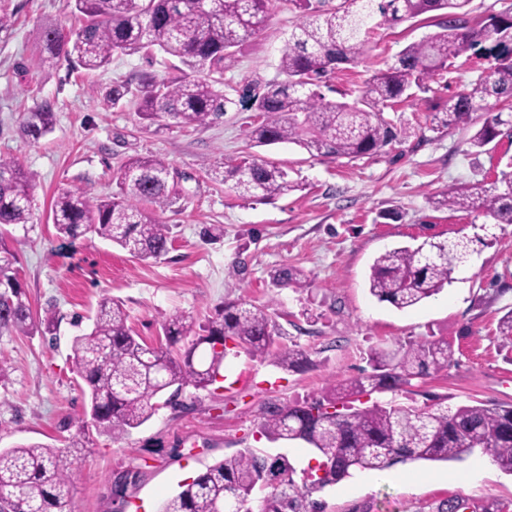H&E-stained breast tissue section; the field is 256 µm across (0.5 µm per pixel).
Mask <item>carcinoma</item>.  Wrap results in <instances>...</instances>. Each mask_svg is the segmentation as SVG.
I'll list each match as a JSON object with an SVG mask.
<instances>
[{"instance_id":"obj_1","label":"carcinoma","mask_w":512,"mask_h":512,"mask_svg":"<svg viewBox=\"0 0 512 512\" xmlns=\"http://www.w3.org/2000/svg\"><path fill=\"white\" fill-rule=\"evenodd\" d=\"M304 17L285 40L279 69L284 81L247 84L239 91L247 109L267 119L249 128L258 146L293 143L312 156L357 158L377 154L398 138L384 109L400 102L415 86L447 69L448 62L475 45L512 41V14H491L472 24L463 9L469 0H341L323 8V0H287ZM276 0H65L83 16L68 32L47 25L41 34L39 60L64 57L89 71L108 66L114 53L139 54L148 60L163 52L194 68L158 78L144 75L135 85L113 84L112 104L125 98L137 103L140 118L151 123L170 119L182 126H205L235 103L220 85L235 48L263 35ZM438 12L440 31L407 45L396 62L375 72L351 102L330 101L321 83L341 66L357 62L370 35L384 24H397ZM512 99V55L492 57L488 75L448 99L442 125L465 123L474 112H487L471 142L483 148L512 138V114L492 113L488 101ZM54 108L47 100L26 113L24 136L37 140L53 127ZM170 164L156 156L130 160L118 176L119 191L105 199L62 189L52 203L59 234L76 239L90 235L110 241L141 260H157L172 244L169 225L156 213L172 204ZM213 179L227 183L243 198L273 200L292 188L287 172L259 159L210 168ZM435 207L469 211L512 224V173L490 186L450 188L434 199ZM33 176L14 158L0 157V336L52 333L50 313L33 318L19 280L18 258L8 244L12 231L34 223ZM470 257L468 243L426 240L376 257L368 274L370 294L403 310L438 294ZM274 285L304 287L299 274L283 267L271 273ZM122 304L98 302L89 331L73 339L72 360L88 393L92 426L114 439L146 423L187 386L214 384L230 349L253 357L271 354L279 328L267 309L246 302L229 303L193 338L194 321L183 314L161 324L165 345L139 341ZM443 340L410 342L387 357L370 354L372 372L334 382L303 402L262 407L259 428L272 441H303L320 458L318 474L306 492L299 491L288 457L239 452L206 467L168 499L161 512H251L253 496L264 493L263 512H315L305 493L320 491L351 476L354 470L384 471L400 461H459L479 448L505 473H512V404L441 403L430 409L392 403L355 407L374 392L397 391L451 361ZM286 371L310 363L294 347L274 354ZM80 437L57 448L28 443L0 450V507L9 512H72L70 471L78 464L74 449Z\"/></svg>"}]
</instances>
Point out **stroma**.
I'll use <instances>...</instances> for the list:
<instances>
[{"label": "stroma", "instance_id": "stroma-1", "mask_svg": "<svg viewBox=\"0 0 512 512\" xmlns=\"http://www.w3.org/2000/svg\"><path fill=\"white\" fill-rule=\"evenodd\" d=\"M3 14L11 25L0 31V155L17 158L33 175L36 207L33 227L15 232L19 276L34 317L53 311L59 323L52 334L0 336V449L33 442L60 447L77 433L87 402L71 362L73 321L94 314L105 296L120 301L134 333L154 345L172 314L202 324L227 302L263 306L280 328L275 348L298 345L312 361L293 372L270 356L231 354L223 378L204 389L184 388L176 405L160 407L124 438L90 432L84 460L72 473L73 512H160L187 470L203 472L246 449L287 456L296 481H303L312 449L261 435L262 406L303 401L331 382L361 376L375 349L437 339L453 350L447 368L413 379L404 391L375 394V401L419 409L512 403V342L496 331L512 308V224L430 202L450 186L488 184L512 167V140L480 152L471 147L484 113L451 128L433 121L449 95L486 75L493 41L455 59L429 91L413 90L385 110L403 131L399 142L349 159L313 157L291 143L253 146L247 132L256 115L238 106L207 126L147 124L134 101L114 106L105 93L146 73L167 75L177 58L116 53L103 71L62 58L42 65V26L76 28L81 16L63 0H0ZM300 20L287 0H278L263 36L245 42L225 69V92L282 81L281 49ZM435 30L424 15L382 25L360 63L331 78L333 99H354L405 46ZM44 100L53 103L55 122L34 142L22 136L20 123ZM246 154L285 169L296 190L250 201L211 178L209 164ZM148 155L171 166L175 201L158 215L173 239L165 256L143 261L97 237L57 235L51 204L61 189L92 198L110 194L126 162ZM462 236L470 241V259L438 295L405 311L370 296L366 274L380 253ZM282 267L300 270L306 287L274 286L270 275ZM470 465L467 459L406 461L381 472L356 471L311 499L323 512H434L441 501L461 496L477 504L493 500L512 512V475L494 466L471 484L451 480Z\"/></svg>", "mask_w": 512, "mask_h": 512}]
</instances>
